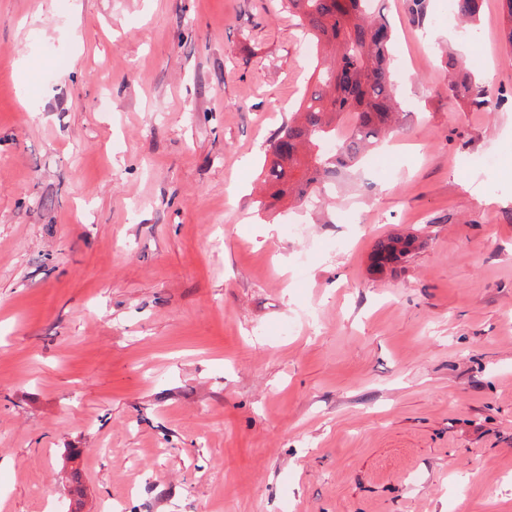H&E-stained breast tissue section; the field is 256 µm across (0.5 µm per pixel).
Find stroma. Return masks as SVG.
Listing matches in <instances>:
<instances>
[{
	"mask_svg": "<svg viewBox=\"0 0 512 512\" xmlns=\"http://www.w3.org/2000/svg\"><path fill=\"white\" fill-rule=\"evenodd\" d=\"M378 5L402 128L318 224L253 193L314 83L279 0H0V512H512L507 22ZM448 101L464 100L470 109L487 111L486 92L482 84L471 78L462 56L448 53ZM422 245L423 241L417 234L380 238L373 245L370 267L373 272L383 273L387 268L406 262Z\"/></svg>",
	"mask_w": 512,
	"mask_h": 512,
	"instance_id": "obj_1",
	"label": "stroma"
}]
</instances>
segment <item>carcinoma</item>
I'll list each match as a JSON object with an SVG mask.
<instances>
[{
  "label": "carcinoma",
  "instance_id": "cac0c4a2",
  "mask_svg": "<svg viewBox=\"0 0 512 512\" xmlns=\"http://www.w3.org/2000/svg\"><path fill=\"white\" fill-rule=\"evenodd\" d=\"M301 30L332 54L316 62L317 86L301 102L296 117L274 133L272 159L263 169V199L270 210L278 200L299 204L320 201L325 183L352 177L369 149L393 131L398 114L391 63L393 29L388 16L368 6L370 0H282ZM466 26L476 25L483 0H455ZM448 101L464 100L469 108L487 110L482 84L471 78L461 56L448 55ZM348 112L354 123L342 135L336 118ZM336 139V151L322 150ZM417 234L378 239L370 254L375 273L404 263L421 248Z\"/></svg>",
  "mask_w": 512,
  "mask_h": 512
}]
</instances>
